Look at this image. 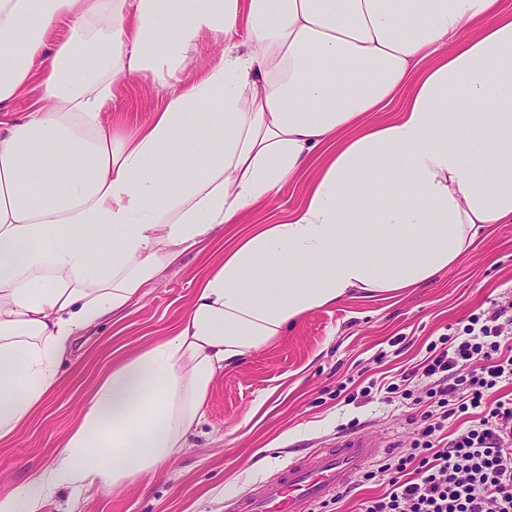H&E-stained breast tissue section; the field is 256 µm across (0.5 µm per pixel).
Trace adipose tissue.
<instances>
[{"label":"adipose tissue","instance_id":"ef3b65f1","mask_svg":"<svg viewBox=\"0 0 512 512\" xmlns=\"http://www.w3.org/2000/svg\"><path fill=\"white\" fill-rule=\"evenodd\" d=\"M204 37L218 61L145 124L110 110L120 83L176 80ZM32 85L38 107L0 121V440L78 336L312 178L288 220L225 244L172 336L113 360L60 455L0 512L175 462L226 368L349 293L433 279L512 223L502 0H0V112ZM310 175L311 173H307L286 183L272 200L264 202L250 213L245 214L241 224L225 225L224 238L230 237L247 224H260L267 220L288 218L303 202Z\"/></svg>","mask_w":512,"mask_h":512}]
</instances>
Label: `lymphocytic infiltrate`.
Listing matches in <instances>:
<instances>
[{"instance_id": "lymphocytic-infiltrate-1", "label": "lymphocytic infiltrate", "mask_w": 512, "mask_h": 512, "mask_svg": "<svg viewBox=\"0 0 512 512\" xmlns=\"http://www.w3.org/2000/svg\"><path fill=\"white\" fill-rule=\"evenodd\" d=\"M512 335V303L471 315L462 335L440 338L428 357L386 388L398 401L412 399L423 380L426 410L414 449L384 467L390 484L362 512H512V398L493 397L512 382V355L502 343ZM469 426L453 439L452 417Z\"/></svg>"}]
</instances>
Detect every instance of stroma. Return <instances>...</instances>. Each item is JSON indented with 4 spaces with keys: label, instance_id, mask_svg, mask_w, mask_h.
<instances>
[{
    "label": "stroma",
    "instance_id": "obj_1",
    "mask_svg": "<svg viewBox=\"0 0 512 512\" xmlns=\"http://www.w3.org/2000/svg\"><path fill=\"white\" fill-rule=\"evenodd\" d=\"M171 88L149 82L121 89L118 104L131 125L163 108ZM308 179L286 183L243 224L288 218L303 202ZM203 261L195 254L168 268L121 322L90 328L71 349L60 380L31 423L0 441V494L13 492L53 464L82 406L111 365V353L131 354L170 336L193 295ZM512 302V224H496L448 270L418 288L390 295L349 294L315 310L287 335L225 369L213 383L206 421L173 464L123 488L74 493L58 488L44 512H225L226 500L250 490L289 461L327 447L341 433L393 437L394 449L367 474L319 503L316 512H361L384 494L380 469L410 448L421 406L386 402L382 386L400 382L428 357L431 343L461 333L470 314ZM376 383L368 400L346 402L337 389L348 380Z\"/></svg>",
    "mask_w": 512,
    "mask_h": 512
}]
</instances>
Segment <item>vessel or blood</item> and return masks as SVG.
<instances>
[{"mask_svg":"<svg viewBox=\"0 0 512 512\" xmlns=\"http://www.w3.org/2000/svg\"><path fill=\"white\" fill-rule=\"evenodd\" d=\"M388 447L378 436L341 434L332 447L316 451L310 459L289 463L245 495L232 498L227 512H314L317 502L345 487Z\"/></svg>","mask_w":512,"mask_h":512,"instance_id":"1","label":"vessel or blood"}]
</instances>
